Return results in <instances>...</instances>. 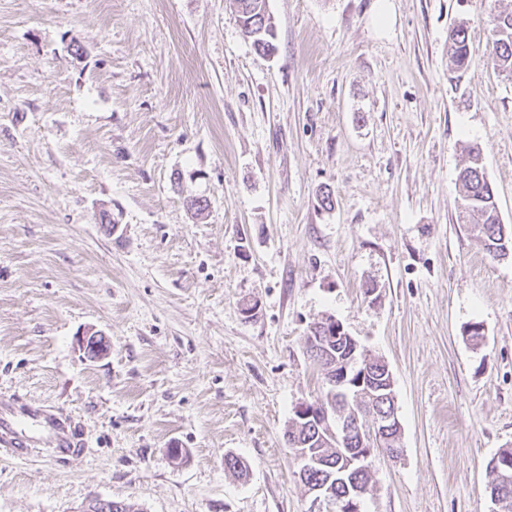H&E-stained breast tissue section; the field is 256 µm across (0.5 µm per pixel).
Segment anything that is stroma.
<instances>
[{"label": "stroma", "instance_id": "obj_1", "mask_svg": "<svg viewBox=\"0 0 512 512\" xmlns=\"http://www.w3.org/2000/svg\"><path fill=\"white\" fill-rule=\"evenodd\" d=\"M510 7L268 0L264 56L233 0H0V394L88 443L0 460V512H309L285 433L324 394L304 336L329 314L394 378L402 451L363 512H507L512 253L458 223L455 180L480 145L512 225V80L485 62ZM448 58L451 68L456 71L465 70L472 63L473 50L463 23L448 31ZM487 469L494 476L490 484V496L492 499L497 498L501 502L512 503V479L508 484L497 482V473L502 469H507L511 473L512 478V448L500 450L487 464Z\"/></svg>", "mask_w": 512, "mask_h": 512}]
</instances>
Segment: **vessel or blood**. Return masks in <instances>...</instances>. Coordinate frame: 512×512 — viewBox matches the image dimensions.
<instances>
[{
	"label": "vessel or blood",
	"mask_w": 512,
	"mask_h": 512,
	"mask_svg": "<svg viewBox=\"0 0 512 512\" xmlns=\"http://www.w3.org/2000/svg\"><path fill=\"white\" fill-rule=\"evenodd\" d=\"M85 446L73 416L18 396H0V456L23 460L42 447L64 459L82 455Z\"/></svg>",
	"instance_id": "b4317fda"
}]
</instances>
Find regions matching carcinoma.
<instances>
[{"mask_svg": "<svg viewBox=\"0 0 512 512\" xmlns=\"http://www.w3.org/2000/svg\"><path fill=\"white\" fill-rule=\"evenodd\" d=\"M235 12L241 30L248 33L253 46L259 52L270 54L276 50L275 22L267 10L266 0H234ZM491 48L487 62L506 77H512V11L501 10L489 16ZM448 58L456 71L467 69L473 60V50L468 40L465 24L448 31ZM459 220L471 224L486 254L497 259L512 253V225L501 222L493 188L486 176L482 151L473 146L468 149L456 179ZM297 434L305 448L321 455V464L299 474L303 486L315 487L326 484L333 493L341 496L345 486L336 483V450L324 448L317 433L305 426L290 425L286 435ZM492 475L502 469L512 473V448L500 450L487 464ZM490 496L501 502L512 503V481L504 484L492 481ZM84 512H142L138 504L125 501L94 499Z\"/></svg>", "mask_w": 512, "mask_h": 512, "instance_id": "obj_1", "label": "carcinoma"}]
</instances>
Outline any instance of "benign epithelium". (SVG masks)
Wrapping results in <instances>:
<instances>
[{"label": "benign epithelium", "mask_w": 512, "mask_h": 512, "mask_svg": "<svg viewBox=\"0 0 512 512\" xmlns=\"http://www.w3.org/2000/svg\"><path fill=\"white\" fill-rule=\"evenodd\" d=\"M323 329L329 340L348 352L346 357L335 361L336 386L353 396L354 402L342 412L329 409L321 401L302 403L295 409L293 422L309 420L324 428L329 443L338 447L336 478L350 484L347 493L338 498L322 487L309 490V512H353L356 503L364 502L370 492L369 488L353 480L354 474L371 471L373 447L390 443L401 432L395 408L374 411L364 402L368 396L374 401L394 400L393 376L387 369L381 378L371 377L366 365L358 360V341L334 316L323 318Z\"/></svg>", "instance_id": "benign-epithelium-1"}]
</instances>
